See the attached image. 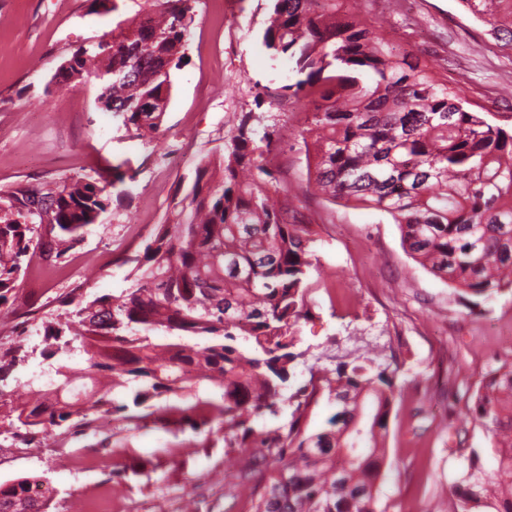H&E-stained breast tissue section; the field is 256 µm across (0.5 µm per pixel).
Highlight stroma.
Returning a JSON list of instances; mask_svg holds the SVG:
<instances>
[{
  "label": "stroma",
  "mask_w": 512,
  "mask_h": 512,
  "mask_svg": "<svg viewBox=\"0 0 512 512\" xmlns=\"http://www.w3.org/2000/svg\"><path fill=\"white\" fill-rule=\"evenodd\" d=\"M137 0H0V190L37 185L64 174L120 167V199L60 260L33 255L14 302L0 321V352L25 341L28 355L0 382V398L27 392L51 369L37 328L60 313L66 296L120 294L128 256L164 223L176 189H189L201 160L223 154L243 114L277 178L299 192L300 219L312 221L319 273L296 345L292 384L309 368H335L344 356L398 359L396 405L385 441L380 512H427L467 468L450 453L449 433L463 431L485 471L497 461L490 435L473 411L484 375L512 361V291L487 298L458 293L406 251L399 225L372 209L327 201L308 175L285 85L296 76L287 59L262 44L266 0H195L180 69L174 70L160 130L139 137L97 103V80L58 88L52 77L79 46L130 24ZM368 17L460 81L474 105L512 127V51L458 0H376ZM223 432L209 440L149 418L111 421L74 432L54 428L26 442L0 435V483L35 477L50 490L49 512H91L111 495L121 512H251L224 485ZM126 468L114 478L115 464Z\"/></svg>",
  "instance_id": "1"
}]
</instances>
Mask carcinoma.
<instances>
[{"instance_id":"carcinoma-1","label":"carcinoma","mask_w":512,"mask_h":512,"mask_svg":"<svg viewBox=\"0 0 512 512\" xmlns=\"http://www.w3.org/2000/svg\"><path fill=\"white\" fill-rule=\"evenodd\" d=\"M262 42L286 57L299 79L288 86L307 114L300 131L313 150V178L328 200L376 210L400 225L407 252L435 277L474 297L512 288V129L475 109L463 89L428 60L361 16L366 0H268ZM512 48V0H459ZM137 17L112 37L77 48L53 79L73 89L103 70L100 108L138 135L164 121L173 70L181 67L189 0H143ZM251 114L235 127L224 155L196 167L190 190L129 257V287L63 301L43 323L47 358L79 350L89 383L72 395L73 368L30 386L36 399L0 400V430L34 437L63 425L88 427L129 405L115 400L131 383L132 406L153 415L154 400L207 382L220 400L195 397L167 408L165 425L209 435L247 455L224 470V485L247 489L252 512H380L385 438L398 368L355 357L312 370L290 386L297 327L307 313L314 263L311 225L298 218L292 189L274 177L253 146ZM69 175L0 191V306L16 295L25 259L61 258L110 205L115 184ZM173 337L154 343L150 334ZM197 337L204 344L190 343ZM26 357L24 345L0 354V380ZM328 391L338 410L330 428L306 433L301 420ZM293 408L291 420L255 423ZM474 411L491 433L497 468L467 471L451 486L450 512H512V363L490 370ZM276 476L250 487L261 468ZM36 479L0 483V512H48Z\"/></svg>"}]
</instances>
